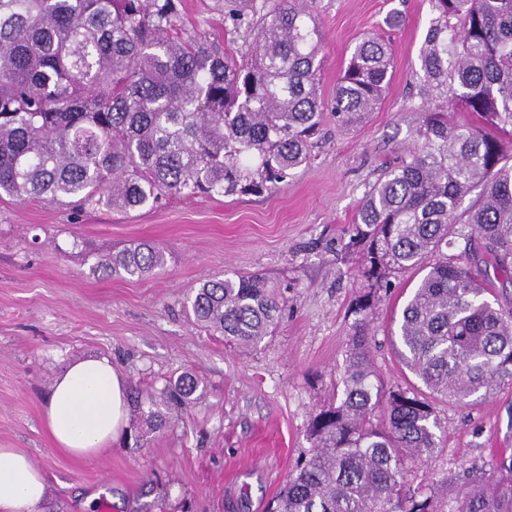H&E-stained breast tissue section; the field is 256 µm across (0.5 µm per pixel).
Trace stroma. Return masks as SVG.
<instances>
[{
  "label": "stroma",
  "mask_w": 512,
  "mask_h": 512,
  "mask_svg": "<svg viewBox=\"0 0 512 512\" xmlns=\"http://www.w3.org/2000/svg\"><path fill=\"white\" fill-rule=\"evenodd\" d=\"M323 31L321 89L331 100L339 71L365 36L388 40L392 81L362 125L327 121L311 161L264 195L187 197L121 212L77 211L43 200L0 201V448L26 452L45 472L38 512H82L110 487L109 512H267L284 477L308 450L311 415L340 387L360 292L349 230L369 184L415 138L420 49L430 0H313ZM187 31L238 49L216 0H184ZM149 241L164 267L142 277L91 274L84 249L108 255ZM259 272L285 304L274 336L245 352L185 314L208 278ZM399 274L375 298L373 358L387 388L411 373L397 361L390 329L419 281ZM104 355L128 384L162 392L188 375L201 381L175 423L150 432L149 447L119 438L97 457L53 450L42 407L66 363ZM447 432L437 453L407 462L411 487L434 475L461 478L512 448V386L474 406L443 402Z\"/></svg>",
  "instance_id": "35a3bbf8"
}]
</instances>
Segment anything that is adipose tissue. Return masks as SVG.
<instances>
[{"label": "adipose tissue", "mask_w": 512, "mask_h": 512, "mask_svg": "<svg viewBox=\"0 0 512 512\" xmlns=\"http://www.w3.org/2000/svg\"><path fill=\"white\" fill-rule=\"evenodd\" d=\"M128 383L109 358L71 360L55 377L43 406L53 448L76 460L97 456L127 428ZM47 480L31 458L0 448V512H36Z\"/></svg>", "instance_id": "obj_1"}]
</instances>
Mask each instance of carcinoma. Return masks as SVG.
I'll return each mask as SVG.
<instances>
[{
  "label": "carcinoma",
  "instance_id": "carcinoma-1",
  "mask_svg": "<svg viewBox=\"0 0 512 512\" xmlns=\"http://www.w3.org/2000/svg\"><path fill=\"white\" fill-rule=\"evenodd\" d=\"M182 0H0V198L130 212L167 193L269 194L306 164L326 116L364 122L391 83V47L366 36L321 94L322 32L310 0H220L239 57L201 32L171 35ZM416 139L365 192L350 229L363 292L342 390L309 423L311 448L269 512H512V452L457 483L411 488L407 460L442 442L435 401L472 405L512 385V0H430ZM478 123H448V111ZM478 200L461 209L466 197ZM458 239L463 252L444 253ZM165 252L141 243L94 273L142 277ZM423 273L404 304L396 353L423 384L384 389L369 311L394 274ZM193 321L248 351L279 321L260 273L209 278ZM199 382L183 376L130 402L158 429Z\"/></svg>",
  "mask_w": 512,
  "mask_h": 512
}]
</instances>
